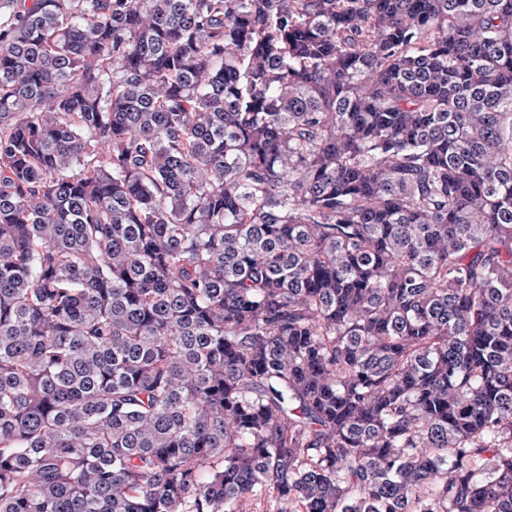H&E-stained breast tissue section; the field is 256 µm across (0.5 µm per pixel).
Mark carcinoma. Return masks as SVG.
<instances>
[{"instance_id": "carcinoma-1", "label": "carcinoma", "mask_w": 512, "mask_h": 512, "mask_svg": "<svg viewBox=\"0 0 512 512\" xmlns=\"http://www.w3.org/2000/svg\"><path fill=\"white\" fill-rule=\"evenodd\" d=\"M512 512V0H0V512Z\"/></svg>"}]
</instances>
